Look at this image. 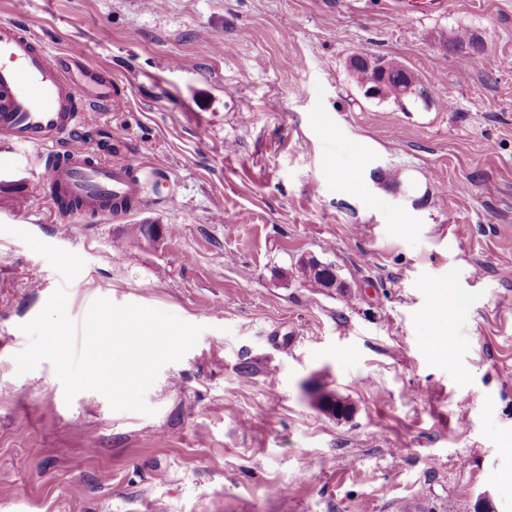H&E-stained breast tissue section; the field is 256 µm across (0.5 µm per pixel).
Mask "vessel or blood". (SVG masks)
I'll list each match as a JSON object with an SVG mask.
<instances>
[{"instance_id": "vessel-or-blood-1", "label": "vessel or blood", "mask_w": 512, "mask_h": 512, "mask_svg": "<svg viewBox=\"0 0 512 512\" xmlns=\"http://www.w3.org/2000/svg\"><path fill=\"white\" fill-rule=\"evenodd\" d=\"M118 101L111 75L82 46L56 54L19 25L0 22V177L17 174L18 149H37L34 188L67 221L122 219L147 204L161 181L136 152L107 160L77 138L86 112Z\"/></svg>"}]
</instances>
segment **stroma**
Masks as SVG:
<instances>
[{"label":"stroma","mask_w":512,"mask_h":512,"mask_svg":"<svg viewBox=\"0 0 512 512\" xmlns=\"http://www.w3.org/2000/svg\"><path fill=\"white\" fill-rule=\"evenodd\" d=\"M399 2L0 0V22L111 73L119 105L79 135L124 138L166 193L70 223L29 184L33 149L0 183V512H512V0ZM459 30L480 52L445 47ZM356 53L403 62L429 106L365 97ZM16 228L83 270L64 282ZM309 256L346 295L278 277ZM60 287L77 322L106 298L202 326L147 392L155 415L65 399L48 361L17 374ZM308 383L352 413L316 409ZM460 305V300L458 296L452 291V289H448V298L447 296L441 300V302L435 306L434 315L436 316L432 320V325L437 326L442 329H447L448 336H441V340L438 342L439 344L446 343L451 338V330L453 328L456 314Z\"/></svg>","instance_id":"35a3bbf8"}]
</instances>
